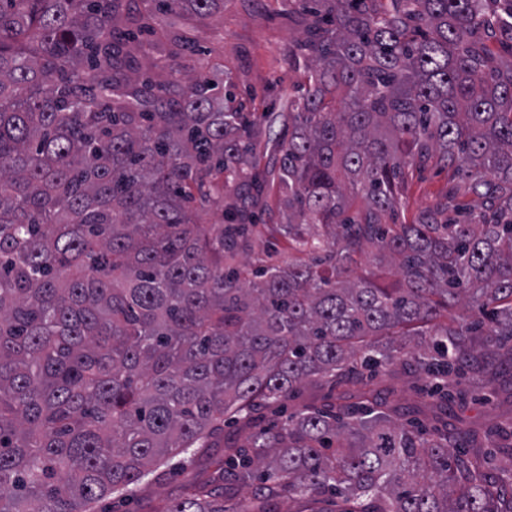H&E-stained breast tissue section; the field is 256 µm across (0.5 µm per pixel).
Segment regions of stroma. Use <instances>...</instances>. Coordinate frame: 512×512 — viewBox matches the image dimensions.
<instances>
[{
  "mask_svg": "<svg viewBox=\"0 0 512 512\" xmlns=\"http://www.w3.org/2000/svg\"><path fill=\"white\" fill-rule=\"evenodd\" d=\"M297 33L288 20L286 0H224L221 13L197 24L195 42L178 57L177 65L183 72L203 66L213 77L229 76L237 100L263 127L267 112L286 103L300 80L287 60L288 47ZM448 186V172L439 167H429L414 177L403 194L405 219L443 202ZM500 379V387L454 403L449 424L480 431L512 428V361L502 360ZM216 454L212 448L189 457L184 464L171 460L160 467L158 476L141 485L134 497L108 503L107 512H157L163 501L180 494L185 477L209 478Z\"/></svg>",
  "mask_w": 512,
  "mask_h": 512,
  "instance_id": "stroma-1",
  "label": "stroma"
}]
</instances>
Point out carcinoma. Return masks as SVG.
<instances>
[{
  "mask_svg": "<svg viewBox=\"0 0 512 512\" xmlns=\"http://www.w3.org/2000/svg\"><path fill=\"white\" fill-rule=\"evenodd\" d=\"M124 2L0 0V512H95L233 416L247 444L157 512H229L232 487L238 512H512V445L454 455L444 419L454 377L493 385L512 345V0H288L303 80L265 165L230 78L171 63L187 38L141 64L146 15L224 0ZM431 163L463 191L382 223ZM271 182L305 259L255 271L236 261ZM228 191L232 223H201L190 199ZM400 363L432 385L429 431L366 384ZM312 382L334 401L260 425Z\"/></svg>",
  "mask_w": 512,
  "mask_h": 512,
  "instance_id": "obj_1",
  "label": "carcinoma"
}]
</instances>
